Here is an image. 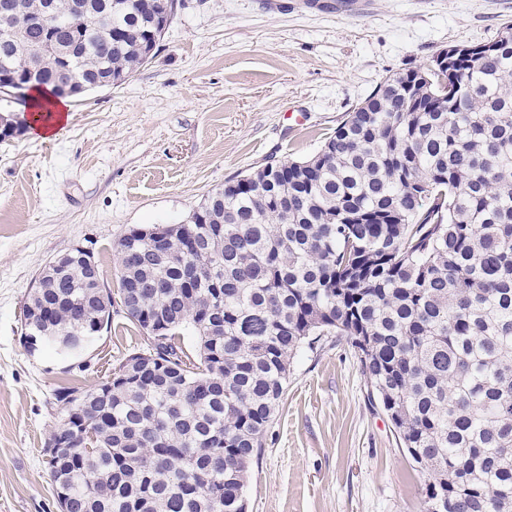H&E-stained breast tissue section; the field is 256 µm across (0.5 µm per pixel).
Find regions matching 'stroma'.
Listing matches in <instances>:
<instances>
[{"label": "stroma", "instance_id": "obj_1", "mask_svg": "<svg viewBox=\"0 0 512 512\" xmlns=\"http://www.w3.org/2000/svg\"><path fill=\"white\" fill-rule=\"evenodd\" d=\"M507 22L512 0H179L131 80L70 99L49 139L0 140V512H58L43 464L56 391L98 384L149 345L116 305L79 357L28 351L23 310L45 264L84 248L117 291L125 229L186 223L228 179L315 154L386 76ZM424 480L353 348L300 349L248 512H422Z\"/></svg>", "mask_w": 512, "mask_h": 512}]
</instances>
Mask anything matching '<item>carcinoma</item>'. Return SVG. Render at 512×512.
Returning <instances> with one entry per match:
<instances>
[{
  "label": "carcinoma",
  "mask_w": 512,
  "mask_h": 512,
  "mask_svg": "<svg viewBox=\"0 0 512 512\" xmlns=\"http://www.w3.org/2000/svg\"><path fill=\"white\" fill-rule=\"evenodd\" d=\"M46 12L43 25L25 16ZM160 0H0V82L73 98L152 60ZM167 247L116 242L126 318L164 330L73 424L47 467L69 512H242L250 465L322 336L353 347L368 399L424 471V512H512V24L448 66L408 69L346 114L320 150L225 181ZM112 304L78 255L29 295L24 319L79 354ZM197 340L198 361L180 336ZM55 393L59 422L73 396Z\"/></svg>",
  "instance_id": "carcinoma-1"
}]
</instances>
